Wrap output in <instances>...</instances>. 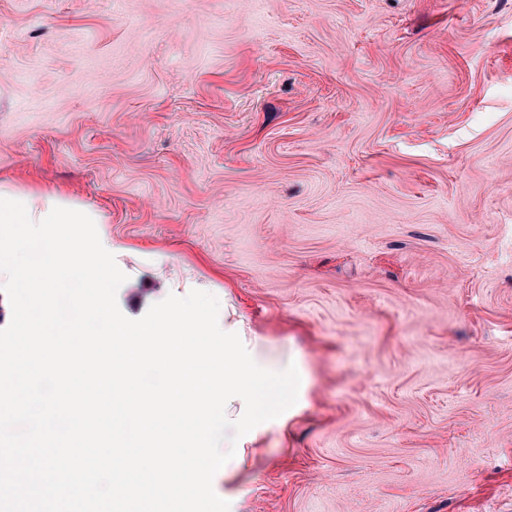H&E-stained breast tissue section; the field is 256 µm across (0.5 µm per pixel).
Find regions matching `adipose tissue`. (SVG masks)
I'll return each mask as SVG.
<instances>
[{
	"label": "adipose tissue",
	"instance_id": "adipose-tissue-1",
	"mask_svg": "<svg viewBox=\"0 0 512 512\" xmlns=\"http://www.w3.org/2000/svg\"><path fill=\"white\" fill-rule=\"evenodd\" d=\"M105 218L95 209L75 201L57 189L31 187L17 190L0 185V224L8 225L7 237H0V278L13 276L18 287L34 297L26 330L28 341L20 359L27 365L42 366L55 354L59 333L54 329L52 314L58 288L71 276L81 275L89 288L106 287L111 271L101 261L87 263L86 249L80 237L58 233L64 224H101ZM48 225V232L39 234L35 228ZM40 243L43 258L40 265L26 267L16 274L13 259L27 253L33 243ZM192 305L167 308L164 315L148 326L131 327L123 323L102 320L97 329L77 333L76 342L97 349L102 342L119 338L121 357L114 361L112 381L120 390H127L143 366L165 361L169 378L165 385L149 392L147 404L133 408L117 423L116 444L121 448H152L157 463L150 474L156 479L185 482L183 472L169 468L171 449L164 442L145 434L146 420L156 413L178 409L184 418L197 416L207 408L210 424H223L224 451L243 456L246 445L256 443L266 423L283 411L288 394L283 387L287 374L272 369L264 359L260 345H253L248 354H240L235 337H225L222 347L214 351L211 360L222 371V384L202 385L195 373L194 349L187 339L196 335ZM242 394L245 414L236 419L224 418L218 399L220 395Z\"/></svg>",
	"mask_w": 512,
	"mask_h": 512
}]
</instances>
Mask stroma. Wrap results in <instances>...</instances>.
Listing matches in <instances>:
<instances>
[{
    "mask_svg": "<svg viewBox=\"0 0 512 512\" xmlns=\"http://www.w3.org/2000/svg\"><path fill=\"white\" fill-rule=\"evenodd\" d=\"M0 181L107 216L86 324L287 367L183 512H512V0H0Z\"/></svg>",
    "mask_w": 512,
    "mask_h": 512,
    "instance_id": "35a3bbf8",
    "label": "stroma"
}]
</instances>
